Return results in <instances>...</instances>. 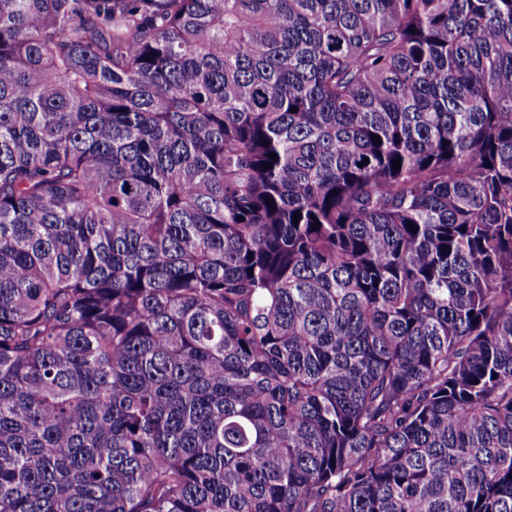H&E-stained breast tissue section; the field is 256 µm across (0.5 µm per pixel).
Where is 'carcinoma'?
Returning a JSON list of instances; mask_svg holds the SVG:
<instances>
[{
    "instance_id": "obj_1",
    "label": "carcinoma",
    "mask_w": 512,
    "mask_h": 512,
    "mask_svg": "<svg viewBox=\"0 0 512 512\" xmlns=\"http://www.w3.org/2000/svg\"><path fill=\"white\" fill-rule=\"evenodd\" d=\"M0 512H512V0H0Z\"/></svg>"
}]
</instances>
